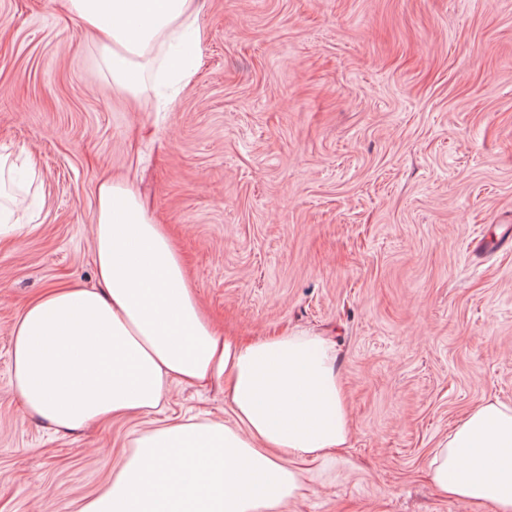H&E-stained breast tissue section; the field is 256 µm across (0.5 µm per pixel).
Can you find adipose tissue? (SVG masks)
<instances>
[{
  "instance_id": "obj_1",
  "label": "adipose tissue",
  "mask_w": 512,
  "mask_h": 512,
  "mask_svg": "<svg viewBox=\"0 0 512 512\" xmlns=\"http://www.w3.org/2000/svg\"><path fill=\"white\" fill-rule=\"evenodd\" d=\"M97 36L100 69L139 95L160 41L197 19V0H68ZM98 284L50 288L12 330L15 389L60 432L160 411L172 387L227 382L233 419L190 417L138 432L81 512H278L299 489L289 459L346 444L350 419L334 344L296 333L217 337L172 238L124 178L102 181L94 220ZM445 495L512 512V402L487 398L431 448Z\"/></svg>"
}]
</instances>
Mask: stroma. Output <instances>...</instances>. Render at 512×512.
<instances>
[{
  "instance_id": "obj_1",
  "label": "stroma",
  "mask_w": 512,
  "mask_h": 512,
  "mask_svg": "<svg viewBox=\"0 0 512 512\" xmlns=\"http://www.w3.org/2000/svg\"><path fill=\"white\" fill-rule=\"evenodd\" d=\"M198 65L130 105L59 0H0V148L36 166L0 242V512H80L135 431L27 415L10 336L48 285H96L99 179L129 176L216 331L335 340L346 447L295 461L279 512H492L442 496L430 448L512 401V0H199ZM232 419L177 386L163 417Z\"/></svg>"
}]
</instances>
